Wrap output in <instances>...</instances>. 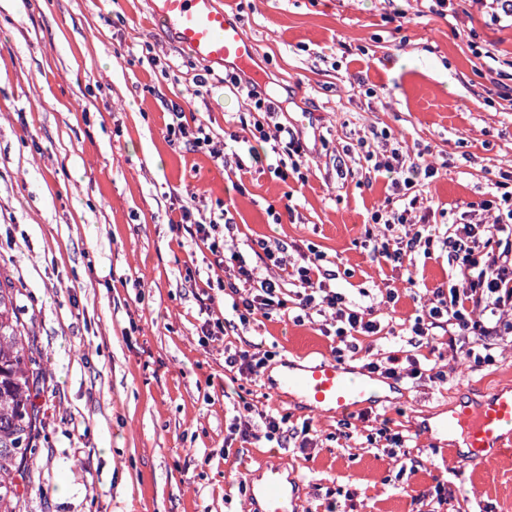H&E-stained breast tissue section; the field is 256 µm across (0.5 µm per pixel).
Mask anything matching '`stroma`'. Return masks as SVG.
Instances as JSON below:
<instances>
[{
  "label": "stroma",
  "instance_id": "35a3bbf8",
  "mask_svg": "<svg viewBox=\"0 0 512 512\" xmlns=\"http://www.w3.org/2000/svg\"><path fill=\"white\" fill-rule=\"evenodd\" d=\"M218 2L255 42L261 85L308 148L303 176L279 178L268 144L234 142L253 118L245 95L173 41L152 0H0V279L45 370L17 512H245L241 471L258 480L274 464L297 477L299 512H324L333 498L358 512H428L440 484L441 512H512V456L464 466L427 433L449 405L512 387V342L470 368L467 339L438 336L447 382L385 387L373 421L342 438L336 418L224 370L225 345L258 338L270 368L333 354L322 317L296 323L291 306L237 323L211 251L170 224L183 205L199 221L224 208L236 224L216 231L225 248L281 240L295 263L311 246L349 299L398 289L371 343L381 357L399 350L418 306L408 279L447 283L448 259L371 262L364 226L393 193L375 165L395 149L423 152L441 165L420 187L427 223L484 220L486 187L512 166V22L445 17L427 0ZM207 68L213 80L196 87ZM176 108L246 174L169 142ZM360 140L364 151H351ZM209 318L232 327L207 335ZM242 398L310 422V442L230 435L246 421ZM384 417L411 437L409 456L372 443Z\"/></svg>",
  "mask_w": 512,
  "mask_h": 512
}]
</instances>
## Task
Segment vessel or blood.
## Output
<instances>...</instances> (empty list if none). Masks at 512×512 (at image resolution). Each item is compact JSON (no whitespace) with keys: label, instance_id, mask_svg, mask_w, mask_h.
I'll return each mask as SVG.
<instances>
[{"label":"vessel or blood","instance_id":"1","mask_svg":"<svg viewBox=\"0 0 512 512\" xmlns=\"http://www.w3.org/2000/svg\"><path fill=\"white\" fill-rule=\"evenodd\" d=\"M153 11L174 40L193 56L211 64L229 66L253 78L256 46L240 21L224 12L217 0H153ZM272 393H296L313 411L330 412L337 418L365 411L380 402L381 384L357 374L342 360L325 358L307 362L285 360L277 377H265ZM447 433H462L467 447L461 462L482 465L512 454V392L495 389L474 403L451 407L441 423ZM257 512H291L286 486L278 477L252 488Z\"/></svg>","mask_w":512,"mask_h":512}]
</instances>
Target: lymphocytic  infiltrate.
Listing matches in <instances>:
<instances>
[{"label": "lymphocytic infiltrate", "instance_id": "1", "mask_svg": "<svg viewBox=\"0 0 512 512\" xmlns=\"http://www.w3.org/2000/svg\"><path fill=\"white\" fill-rule=\"evenodd\" d=\"M246 97L254 110L266 116L265 121L254 122L251 138L271 144L273 153L279 157V168L299 172L307 162V154L297 135L277 122L279 105L254 87L248 88ZM167 136L184 141L190 150L207 151L214 160L224 158L223 150L214 146L205 127L190 126L183 112H175L167 126ZM384 169L401 176L405 192L401 205L386 202L372 213L371 221L409 223L411 213L425 203L424 196L413 191L416 177L432 178L437 168L426 161L405 160L395 152ZM491 189L494 197L484 203L492 217L491 224L461 222L450 230L433 224L374 245L372 261L397 267L416 253L429 259L435 251L446 252L452 283L446 288L426 290L425 300L409 329L407 351L390 354L383 361L372 360L367 365L371 373L396 380L420 377L422 369L417 354L430 348L436 330L445 327L456 329L458 335L474 337L475 346L468 349L467 358L478 366L494 362L495 339L512 336V185L497 181ZM229 261L236 269L235 281L227 285L230 308L240 320L255 314L268 318L285 308L287 301L278 280L259 277L256 268L249 266L239 252H232ZM291 277L303 288L301 310H316L333 325L339 341L337 358L358 355L367 338L379 333L374 306L348 301L343 293L328 288L329 273L318 261L297 266Z\"/></svg>", "mask_w": 512, "mask_h": 512}]
</instances>
